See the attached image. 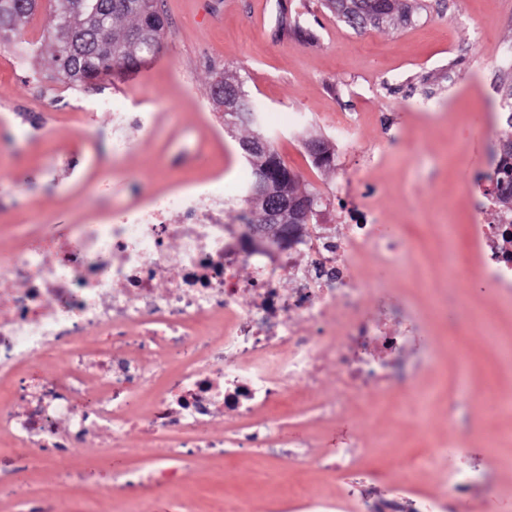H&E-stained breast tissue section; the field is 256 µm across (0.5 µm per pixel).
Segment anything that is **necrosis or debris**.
Listing matches in <instances>:
<instances>
[{"label": "necrosis or debris", "instance_id": "1", "mask_svg": "<svg viewBox=\"0 0 512 512\" xmlns=\"http://www.w3.org/2000/svg\"><path fill=\"white\" fill-rule=\"evenodd\" d=\"M227 200L223 185L199 181L0 249V375L12 379V403L26 406L0 418V432L19 460L38 448L62 468L69 441L101 430L102 451L111 453L139 421L144 382L169 372L167 394L149 405L150 423L186 457L280 447L282 398L311 406L326 367L335 371L328 407L373 404L405 338L361 317L374 288L360 261L392 267L410 245L387 234L367 206L364 222L316 224L266 252L225 224ZM471 246L474 268L455 269L450 280L495 288L512 307V212L473 225ZM286 276L295 283L289 292ZM89 336L96 350L86 349ZM34 354L68 362L70 375L30 371ZM95 366L110 375V391L87 384ZM220 412L246 423L218 442L210 422Z\"/></svg>", "mask_w": 512, "mask_h": 512}]
</instances>
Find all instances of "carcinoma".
Segmentation results:
<instances>
[{"mask_svg": "<svg viewBox=\"0 0 512 512\" xmlns=\"http://www.w3.org/2000/svg\"><path fill=\"white\" fill-rule=\"evenodd\" d=\"M324 7L354 30L382 28L410 20V0H324ZM39 0H0V33L22 28L37 12ZM54 24L44 35V64L68 88L129 69L155 55L164 37L165 21L157 0H53ZM218 107L236 100L243 111L256 112L237 75L220 72L210 87ZM501 131L494 205L512 209V112Z\"/></svg>", "mask_w": 512, "mask_h": 512, "instance_id": "obj_1", "label": "carcinoma"}]
</instances>
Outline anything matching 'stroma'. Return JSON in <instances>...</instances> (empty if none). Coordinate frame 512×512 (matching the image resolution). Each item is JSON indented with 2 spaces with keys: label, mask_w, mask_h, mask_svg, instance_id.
Wrapping results in <instances>:
<instances>
[{
  "label": "stroma",
  "mask_w": 512,
  "mask_h": 512,
  "mask_svg": "<svg viewBox=\"0 0 512 512\" xmlns=\"http://www.w3.org/2000/svg\"><path fill=\"white\" fill-rule=\"evenodd\" d=\"M422 2L408 24L355 31L322 0H158L166 34L157 61L134 80L107 76L94 90L66 88L31 57L11 68L18 47L49 27V0L21 31L0 37V224L57 231L216 175L247 195L250 167L209 95L216 73L229 69L259 102L262 129L281 160L317 196L316 223L347 224L353 207L373 205L412 246L397 268L368 258L362 269L381 292L365 315L412 338L395 383L373 406L284 420L283 440L307 441V454L322 458L324 469L306 470L284 448H249L178 460L175 486L145 482L132 490L113 480L112 469L155 467L144 451L159 442L142 424L108 458L97 455V436L72 443V479L32 459L23 495L0 497V512H29L30 501L45 496L61 498L63 512L89 503L96 512H127L135 503L146 512H236L244 501L252 512H307L301 494L314 486L329 499L387 498L397 512H421L453 468L471 475L466 512H512V410L489 416L462 408L458 417L471 429L466 447L439 455L432 448L448 437V400L459 388L512 393V360L501 353L512 339V310L494 292L464 288L455 305L472 324L432 313L448 270L471 262L468 225L495 214L486 175L504 127L503 88L512 84V69L495 52L512 43V0ZM284 17L290 30L279 26ZM104 99L143 119L129 130L125 154L112 152ZM292 112L303 116L295 128ZM340 112L355 120L341 142L334 132ZM311 135L334 141V172L314 165L304 146ZM18 184L27 188L21 200ZM240 198L225 206V223L237 224ZM445 224L456 225L455 238L442 233ZM413 384L423 393L416 410L406 403ZM341 443L363 453L339 473ZM405 468L409 482L396 483ZM374 470L385 480L371 479Z\"/></svg>",
  "instance_id": "1"
}]
</instances>
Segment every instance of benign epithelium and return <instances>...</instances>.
Masks as SVG:
<instances>
[{
  "label": "benign epithelium",
  "mask_w": 512,
  "mask_h": 512,
  "mask_svg": "<svg viewBox=\"0 0 512 512\" xmlns=\"http://www.w3.org/2000/svg\"><path fill=\"white\" fill-rule=\"evenodd\" d=\"M250 119L247 113L240 111V105L233 103L224 107V126L227 129L238 126ZM244 157L251 160L263 156V168L252 187L250 199L262 204L260 215L255 223L249 225V239L257 248L272 251L288 238V232L300 230L310 223L313 202L309 198L295 204L288 201V187H274L267 173L276 168L277 156L273 153L274 144L263 134L240 143Z\"/></svg>",
  "instance_id": "benign-epithelium-1"
}]
</instances>
